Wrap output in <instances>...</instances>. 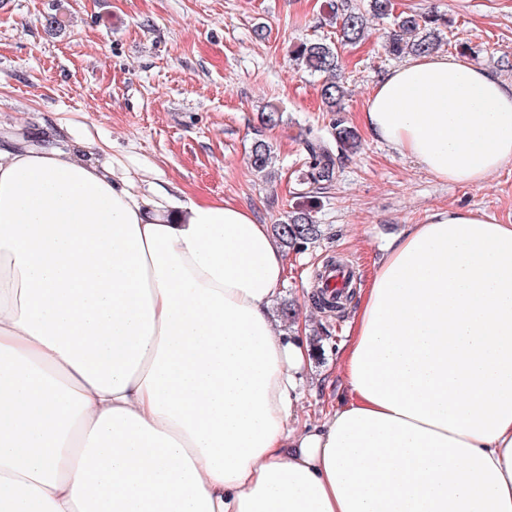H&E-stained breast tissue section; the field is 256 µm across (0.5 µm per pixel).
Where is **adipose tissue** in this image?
I'll use <instances>...</instances> for the list:
<instances>
[{"label": "adipose tissue", "instance_id": "obj_1", "mask_svg": "<svg viewBox=\"0 0 512 512\" xmlns=\"http://www.w3.org/2000/svg\"><path fill=\"white\" fill-rule=\"evenodd\" d=\"M362 122L459 186L512 160V85L456 54L391 69ZM286 268L246 209L0 144V512H512V224L392 238L348 396L300 428Z\"/></svg>", "mask_w": 512, "mask_h": 512}]
</instances>
